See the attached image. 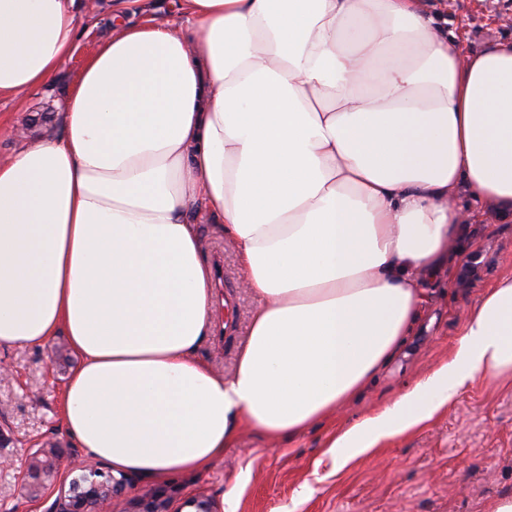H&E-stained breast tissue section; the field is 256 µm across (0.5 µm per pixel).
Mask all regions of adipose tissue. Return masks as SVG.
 Returning <instances> with one entry per match:
<instances>
[{
    "label": "adipose tissue",
    "mask_w": 512,
    "mask_h": 512,
    "mask_svg": "<svg viewBox=\"0 0 512 512\" xmlns=\"http://www.w3.org/2000/svg\"><path fill=\"white\" fill-rule=\"evenodd\" d=\"M77 0H0V101L49 87ZM118 23L58 137L0 164V348L66 336L62 421L89 458L205 469L248 427L321 423L396 353L420 273L471 216L512 215V42L463 52L420 0H181ZM223 225L256 300L232 375L195 357L211 272L190 212ZM512 373V274L451 360L329 443L345 461L476 378Z\"/></svg>",
    "instance_id": "1"
}]
</instances>
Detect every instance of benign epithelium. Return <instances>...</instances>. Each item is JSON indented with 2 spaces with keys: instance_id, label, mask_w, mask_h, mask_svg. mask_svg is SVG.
Returning a JSON list of instances; mask_svg holds the SVG:
<instances>
[{
  "instance_id": "7a95c632",
  "label": "benign epithelium",
  "mask_w": 512,
  "mask_h": 512,
  "mask_svg": "<svg viewBox=\"0 0 512 512\" xmlns=\"http://www.w3.org/2000/svg\"><path fill=\"white\" fill-rule=\"evenodd\" d=\"M61 462V452L55 450L43 456L33 454L25 458L21 464V479L30 497L37 499L43 496L47 489L46 479L58 473ZM68 470H80L83 475L71 480L68 493L54 502L53 512H103V506L113 491L122 487L124 482L122 478L104 475L91 463L71 465Z\"/></svg>"
}]
</instances>
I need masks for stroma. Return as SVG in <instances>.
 Segmentation results:
<instances>
[{
	"mask_svg": "<svg viewBox=\"0 0 512 512\" xmlns=\"http://www.w3.org/2000/svg\"><path fill=\"white\" fill-rule=\"evenodd\" d=\"M81 14L80 37L54 83L30 92L23 104L0 103V161L24 145L58 136L57 114L85 57L112 36L106 0ZM423 9L447 19L464 50L479 52L512 39V0H421ZM204 260L224 258V275L237 298L239 332L209 334L195 356L219 375L233 373L239 345L248 334L254 297L242 286L237 254L219 225L200 220ZM464 256L478 252L474 267H444L425 277L426 301L411 336L388 365L336 416L302 433L271 441L242 430L227 449L198 473L148 478L125 475L109 512H195L206 499L212 512H487L512 497V375L481 377L467 385L434 418L406 435L337 467L324 444L375 410L390 404L420 378L448 362L467 312L486 287L512 272V220L483 208L448 246ZM79 359L65 336L47 346L0 349V512H49L69 489L58 480L39 500L21 485L20 462L33 447L80 448L62 423L63 387Z\"/></svg>",
	"mask_w": 512,
	"mask_h": 512,
	"instance_id": "1",
	"label": "stroma"
}]
</instances>
